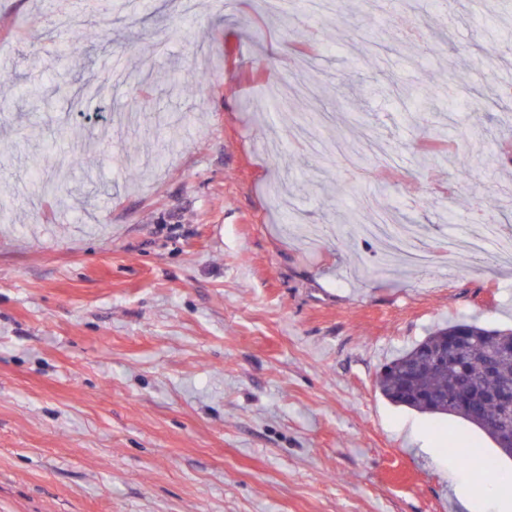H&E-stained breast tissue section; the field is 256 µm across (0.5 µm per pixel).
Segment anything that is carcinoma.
<instances>
[{"mask_svg": "<svg viewBox=\"0 0 512 512\" xmlns=\"http://www.w3.org/2000/svg\"><path fill=\"white\" fill-rule=\"evenodd\" d=\"M458 330L468 336L466 362L440 363L435 356L448 349V337ZM377 385L393 405L431 415L450 417L481 431L494 445L487 455L458 434L448 433V450L461 465L481 461V480L502 494L512 491V477L500 468V461L512 459L504 450L503 426L509 420L503 409L482 396L509 389L512 391V329L501 330L474 320L460 319L432 328L427 336L398 353L380 372ZM469 394L472 406L463 410L459 399Z\"/></svg>", "mask_w": 512, "mask_h": 512, "instance_id": "1", "label": "carcinoma"}]
</instances>
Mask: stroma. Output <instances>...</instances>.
Segmentation results:
<instances>
[{"instance_id": "obj_1", "label": "stroma", "mask_w": 512, "mask_h": 512, "mask_svg": "<svg viewBox=\"0 0 512 512\" xmlns=\"http://www.w3.org/2000/svg\"><path fill=\"white\" fill-rule=\"evenodd\" d=\"M155 2L97 0L65 55L57 10L0 0V512H463L447 433L492 443L377 376L436 324L511 328L512 265L395 275L340 224L392 206L433 247L486 197L512 228V0H293L284 29L266 0ZM268 59L316 84L312 141Z\"/></svg>"}]
</instances>
